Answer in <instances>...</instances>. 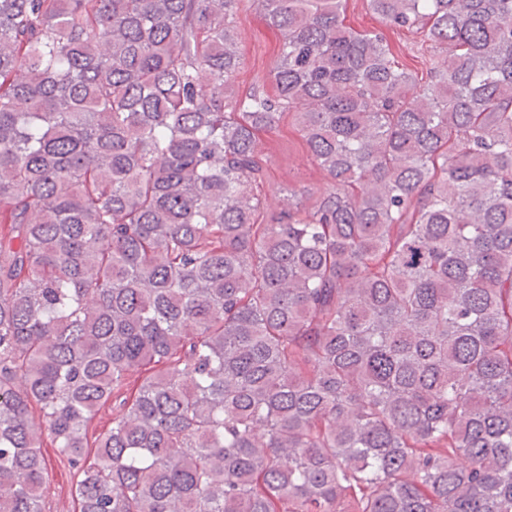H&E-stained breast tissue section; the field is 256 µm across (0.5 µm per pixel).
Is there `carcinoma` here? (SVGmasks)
Returning <instances> with one entry per match:
<instances>
[{"mask_svg": "<svg viewBox=\"0 0 512 512\" xmlns=\"http://www.w3.org/2000/svg\"><path fill=\"white\" fill-rule=\"evenodd\" d=\"M238 2L0 0V512H512V0ZM238 19V46L242 53L240 72L232 93L245 98L258 89L272 92L270 71L278 52V39L261 22L254 0H242ZM346 24L358 31L381 32L390 42L398 61L406 64L408 68L426 76L424 51L420 48L421 34L411 31H392L378 22L369 9L366 0H348L346 4ZM425 63V64H424ZM263 165L268 205L277 207L290 193L318 192L326 187L323 171L312 160L307 146L285 115L276 129L263 133ZM305 194V195H306ZM43 452L52 465L46 490L47 500L51 504V512H74L72 485L76 481L75 472L69 468L66 461H61L56 448H52L48 444L46 448H43Z\"/></svg>", "mask_w": 512, "mask_h": 512, "instance_id": "1", "label": "carcinoma"}]
</instances>
